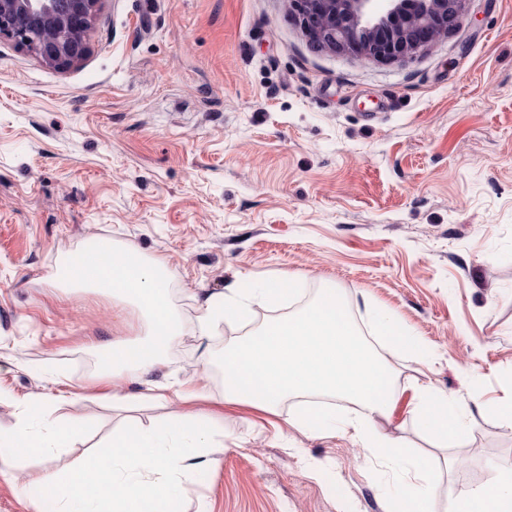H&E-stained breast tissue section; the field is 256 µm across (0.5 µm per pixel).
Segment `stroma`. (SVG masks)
I'll return each mask as SVG.
<instances>
[{
  "instance_id": "stroma-1",
  "label": "stroma",
  "mask_w": 512,
  "mask_h": 512,
  "mask_svg": "<svg viewBox=\"0 0 512 512\" xmlns=\"http://www.w3.org/2000/svg\"><path fill=\"white\" fill-rule=\"evenodd\" d=\"M458 33L403 62L316 50L289 0H106L91 51L60 71L0 44V431L21 399L80 421L69 448L19 461L0 512H30L20 489L111 440L123 412L102 398L100 351L142 332L133 310L63 288V259L98 238L163 258L184 332L158 369L117 389L205 382L217 432L183 512H388V467L351 434L289 427L224 401L225 345L250 325L200 334V306L226 288L282 279L306 307L345 296L368 328L393 315L433 353L429 377L470 409L512 392V0H469ZM379 429L430 449L407 384ZM63 402H56V395ZM436 512L512 460V425L477 418L469 441L433 451Z\"/></svg>"
}]
</instances>
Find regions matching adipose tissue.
<instances>
[{
    "label": "adipose tissue",
    "instance_id": "adipose-tissue-1",
    "mask_svg": "<svg viewBox=\"0 0 512 512\" xmlns=\"http://www.w3.org/2000/svg\"><path fill=\"white\" fill-rule=\"evenodd\" d=\"M170 272L158 259L101 239L93 246L70 255L56 275L58 283L87 288L100 296L134 307L144 336L136 341H116L101 356L102 375L111 379L119 375L135 376L166 359L178 336L183 333L182 320L169 297ZM252 314L249 298L231 287L222 300L206 301L198 317L200 330H208L216 317L246 321ZM379 331L391 346L417 364L429 365L430 348L419 338L400 329L386 315L378 317ZM204 386L162 385L151 394L110 392L113 408L128 410L148 403H187L203 399ZM411 414L437 447L448 443L465 444L471 429L467 413L450 402L431 381L416 382ZM78 425L50 419L43 402L28 400L25 416L9 435H0V478L9 479L11 463L34 453H51L68 447L77 434ZM457 512H512V465L498 466L478 488L461 491L455 497Z\"/></svg>",
    "mask_w": 512,
    "mask_h": 512
}]
</instances>
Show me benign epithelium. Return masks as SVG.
<instances>
[{"label": "benign epithelium", "mask_w": 512, "mask_h": 512, "mask_svg": "<svg viewBox=\"0 0 512 512\" xmlns=\"http://www.w3.org/2000/svg\"><path fill=\"white\" fill-rule=\"evenodd\" d=\"M290 0L317 48L378 62H402L462 29L467 0ZM105 0H0V42L60 70L79 66Z\"/></svg>", "instance_id": "benign-epithelium-1"}]
</instances>
